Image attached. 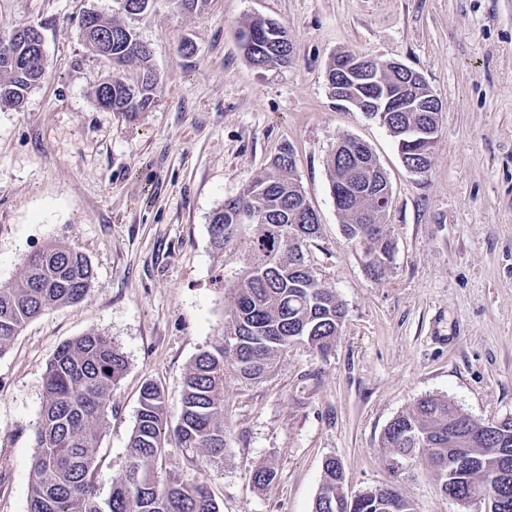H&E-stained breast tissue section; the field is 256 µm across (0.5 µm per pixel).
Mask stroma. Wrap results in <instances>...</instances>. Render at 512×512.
<instances>
[{"label": "stroma", "mask_w": 512, "mask_h": 512, "mask_svg": "<svg viewBox=\"0 0 512 512\" xmlns=\"http://www.w3.org/2000/svg\"><path fill=\"white\" fill-rule=\"evenodd\" d=\"M117 0H0V38L40 26L49 59L21 108L0 110V282L60 242L86 255L87 296L30 321L0 356V512H27L49 361L95 330L127 360L96 453L100 496L127 458L142 384L180 408L182 378L216 342L244 243L217 255L208 224L282 149L320 230L305 258L345 308L325 357L297 343L261 380L224 378V460L169 444L161 477L202 479L220 512H312L326 458L349 493L397 488L417 512H461L426 460L394 468L389 422L429 395L477 422L512 417V0H210L204 13L155 0L137 22L161 78L133 120L99 108L110 61L79 24ZM287 25V64L258 69L238 44L253 18ZM353 51L419 72L442 112L431 168L403 165L377 120L341 107L328 63ZM364 142L387 174L395 245L384 278L341 231L327 161L338 138ZM277 477L259 488L260 466Z\"/></svg>", "instance_id": "1"}]
</instances>
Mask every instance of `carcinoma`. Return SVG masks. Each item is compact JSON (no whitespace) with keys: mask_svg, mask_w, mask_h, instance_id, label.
<instances>
[{"mask_svg":"<svg viewBox=\"0 0 512 512\" xmlns=\"http://www.w3.org/2000/svg\"><path fill=\"white\" fill-rule=\"evenodd\" d=\"M138 16L115 20L97 14L96 28H81L84 46L98 53V36H112V76L96 93H112V111L133 119L155 101L160 76L150 64L151 48L136 31ZM30 25L13 31L0 54L16 65H0V110L17 109L45 78L47 55L34 53ZM240 47L252 65L266 67L288 62L293 44L286 27L256 18L240 30ZM139 70L128 82L123 72ZM341 94L356 107L373 110L410 160L420 159L422 144L406 133L440 128L438 112H395L394 102L369 89L342 84ZM339 153H331L328 172L331 194L342 217L344 234L366 243V257L382 279L393 260L394 244L383 231L387 218L372 219L371 194L389 184L372 170L366 178L358 162L372 161L371 150L356 139L342 137ZM317 215H309L307 198L294 174L290 149L275 156L268 169L252 177L239 193L224 200L208 225L211 248L224 254L235 240L249 241L242 256L229 313L219 339L196 355L182 380L181 407L172 418L163 390L154 382L140 389L139 409L128 443L124 467L112 477V490L97 493L95 451L109 410L112 386L123 377L127 362L108 337L89 331L67 341L54 354L44 376L43 401L36 432L28 512H220L202 480L162 479L158 465L170 441L180 448L199 450L215 461L224 458V372L231 367L246 380L268 376L282 354L301 342L319 356L335 346L345 310L336 293L322 285L302 256L305 243L317 236ZM95 281L88 258L59 243L22 260L17 279L0 284V355L26 324L45 311L83 299ZM463 422V413L448 399L428 396L412 410L395 417L385 428L383 447L417 453L410 436L419 438L443 495L448 490L485 492L495 498L498 512H512V418L467 427L458 433L467 443L466 464H449L457 450L448 445V430ZM276 478L271 466L255 469L252 480L263 488ZM344 472L336 458L326 459L313 512H389L393 496L371 488L359 497L344 491Z\"/></svg>","mask_w":512,"mask_h":512,"instance_id":"1","label":"carcinoma"}]
</instances>
